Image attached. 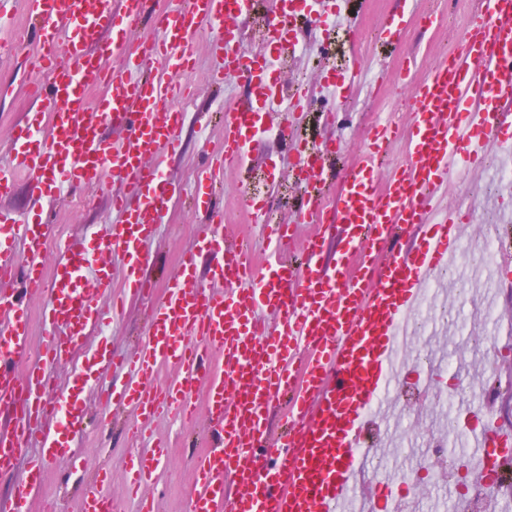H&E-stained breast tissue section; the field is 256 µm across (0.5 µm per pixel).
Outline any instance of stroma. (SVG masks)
I'll return each mask as SVG.
<instances>
[{"instance_id":"stroma-1","label":"stroma","mask_w":512,"mask_h":512,"mask_svg":"<svg viewBox=\"0 0 512 512\" xmlns=\"http://www.w3.org/2000/svg\"><path fill=\"white\" fill-rule=\"evenodd\" d=\"M477 2L458 0L439 27L425 30L414 22L425 7L423 0H336L342 15L357 20L354 34L340 35V48L347 53L356 52L368 77L384 68L395 69L397 53L401 50L414 53L422 64H429L456 46L466 18ZM391 15L403 16L406 21L401 31V46L397 49L380 39L381 25ZM213 66L208 44H200L196 69L188 76L195 97L186 107L178 131L180 150L167 157L162 166L171 198L146 245L152 256L145 270L150 292L128 296L122 314L112 318L110 324L88 328L81 347L53 370L51 392L72 387L75 371L84 365L87 356L102 349L124 354L136 346L147 330L152 307L167 296V281L176 272L181 255L196 246L203 221L191 202L197 187L196 175L208 154L221 145L219 123L204 124L199 116L210 113L217 118L221 106L252 97L250 84L240 78L226 80L219 89L212 87L209 74ZM272 77L290 84L302 76L294 70H278ZM302 78L324 90L335 109L331 118L322 112L310 113L307 122L315 140L336 138L343 144L345 151L338 173H345L358 161L375 120L403 126L409 119L400 93L375 94L362 84L349 94L333 91L332 85L339 77L329 69L312 68ZM26 83L23 65L0 70V161L4 163L10 158L15 127L25 124L32 115L40 117L42 139L53 135L51 114L42 112L40 104L28 97ZM251 157L247 170L225 178L214 203L224 211L225 237H235L244 223H251L253 257L259 262L268 250L264 236L266 215L274 214L283 224L292 222L291 207L284 203L282 190L294 183L296 171L294 157L288 154L273 129L257 136ZM263 171L270 178L258 199V212L251 219H244L236 203L252 178ZM495 178L490 168L465 174L452 184L448 193V203H456L464 194L475 203L476 221L464 240L465 247L473 251L480 247L489 225L501 221L499 202L507 198L508 192L492 190ZM123 191L122 185L109 181L94 196L84 195L79 189H66L36 202L30 196L27 182L22 181L12 195L0 197V211L14 213L34 224L50 225L51 235L43 252L45 267L50 270L57 261L60 242L73 240L94 248L97 239L117 223L112 200ZM430 289L428 303L422 311L425 324L409 356L431 368L456 367L458 375L450 380L452 393L429 399L418 398L413 392L397 396L388 418L377 425L380 443L369 462L381 466L386 475L400 478L403 470L419 463L423 440L435 436L447 441L456 473L451 476L446 469L437 467L421 472L419 481L404 487L397 512H459L461 494L472 493L474 488L463 459L470 450L468 432L475 424L473 413L481 403L485 340L494 338L502 350L512 352V335L507 332L512 325V299L503 296L497 303L489 302L492 285L488 266L472 261L457 263L448 275L432 279ZM127 378L122 369L98 366L90 384L80 394L88 426L72 440L69 451L47 462L42 485L28 495L27 512H77L82 492L101 470L107 471L106 489L120 503L122 512H138V500L126 494L128 462L131 455L148 453L149 437L153 434L167 438L169 455L158 465L145 493L154 499L156 512H189L187 491L194 480L191 457L218 442L216 432L209 427L208 387L200 385L193 395L198 410L196 426L172 417H160L149 422L142 435L132 441L122 432L129 414L103 397L104 391L121 386Z\"/></svg>"}]
</instances>
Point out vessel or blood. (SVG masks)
I'll list each match as a JSON object with an SVG mask.
<instances>
[{
    "mask_svg": "<svg viewBox=\"0 0 512 512\" xmlns=\"http://www.w3.org/2000/svg\"><path fill=\"white\" fill-rule=\"evenodd\" d=\"M147 0H21L35 29L11 31L0 39V69L11 66L16 50H27L29 96L52 115L51 141L36 136V122L14 131V153L0 164V196L10 195L27 178L34 196L45 183L79 184L91 194L105 176L122 182L126 192L114 202L119 224L101 239L93 277H85L87 254L76 243L58 249L53 274H46L43 252L50 235L33 224L0 213V281L24 273L28 293L45 295L44 352L29 363V316L11 296L0 295V411L10 431L0 433V470L27 461L26 485L16 494L14 512H26L29 488L37 486L47 460L80 434L85 414L79 386L64 401L47 400L50 370L80 345L90 325L111 320L92 293L112 286L113 254L126 259V288L142 289L141 272L151 261L144 245L159 223L171 189L159 158L178 147L182 103L190 89L181 83L196 64V44L208 34L217 65L216 83L230 76L245 79L253 99L224 111V149L199 176L197 193L223 186L230 171L250 163V147L264 126L280 114L288 122L282 135L294 140L306 114V91L282 96L258 60L240 47L236 19L253 0H171L157 13L158 37L151 44L127 40L140 23ZM313 0H270L269 21L292 28L299 8ZM111 40H104L105 30ZM461 49L437 58L427 77L411 81L415 61L396 72L407 91L410 121L400 129L388 123L371 131L360 160L345 177L344 188L327 197L332 165L341 147L336 140L296 150V167L306 193L294 203L295 222L341 227V250L327 259L323 237L313 234L289 258L288 224L269 225L274 243L265 266L252 261L249 236L223 235L224 216L208 213L197 251L181 258L168 284V296L151 317L136 353L126 358L130 376L120 400L138 417H194L191 395L209 378L210 424L220 445L194 460L195 481L188 491L192 512H346L358 497L361 512L389 503L395 483L375 480L374 492L359 494L367 475L359 448L370 418L387 407V389H400L417 367L406 353L415 336L414 315L423 301L429 274L446 270L460 252L463 232L473 221L472 204H447L450 181L482 167L487 146L512 152V0H480L466 23ZM122 60L107 68L104 54ZM155 72L144 75L143 66ZM107 86V98L90 108L88 95ZM121 129L119 140L104 138L103 125ZM405 143V164H390L396 139ZM212 255V281L197 274V254ZM25 376H18L19 367ZM178 374L159 382L160 371ZM286 399V427L270 443L268 414ZM57 428H49L52 420ZM40 435L39 454L26 445ZM472 452L490 493L512 470V430L488 417L472 433ZM165 439H155L150 455L131 459V490L148 482L168 454ZM232 476L234 494L224 495ZM101 486L86 489L81 512H115Z\"/></svg>",
    "mask_w": 512,
    "mask_h": 512,
    "instance_id": "vessel-or-blood-1",
    "label": "vessel or blood"
}]
</instances>
